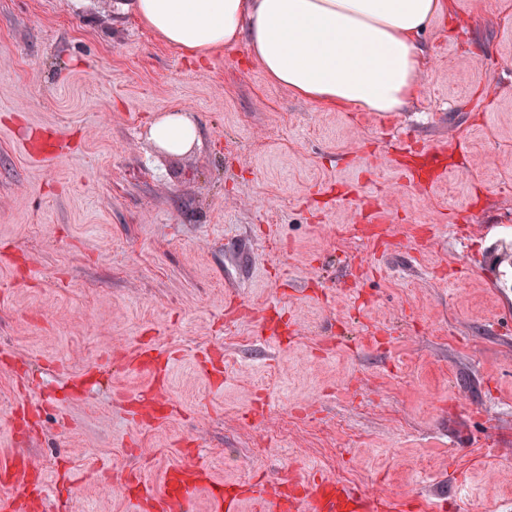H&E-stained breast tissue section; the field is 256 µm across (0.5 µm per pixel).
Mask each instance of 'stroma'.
Returning <instances> with one entry per match:
<instances>
[{
    "mask_svg": "<svg viewBox=\"0 0 512 512\" xmlns=\"http://www.w3.org/2000/svg\"><path fill=\"white\" fill-rule=\"evenodd\" d=\"M402 112L296 98L246 43L191 58L131 0H0V448L38 512L319 474L396 512H512V9L432 21ZM197 127L170 153L151 131ZM446 175L408 182L422 147ZM492 230L480 236L473 225ZM155 349L168 409L125 402ZM155 140L169 152H181L196 139V126L191 119L181 113L167 114L153 126ZM177 473L179 478L176 479L175 493L170 492L167 485L161 494L148 489L145 500L155 512H181L183 505L197 494L202 481L201 472L192 467H182Z\"/></svg>",
    "mask_w": 512,
    "mask_h": 512,
    "instance_id": "1",
    "label": "stroma"
}]
</instances>
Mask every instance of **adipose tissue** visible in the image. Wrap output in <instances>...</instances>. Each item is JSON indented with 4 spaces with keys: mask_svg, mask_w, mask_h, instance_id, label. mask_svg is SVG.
Masks as SVG:
<instances>
[{
    "mask_svg": "<svg viewBox=\"0 0 512 512\" xmlns=\"http://www.w3.org/2000/svg\"><path fill=\"white\" fill-rule=\"evenodd\" d=\"M144 26L193 58L246 41L273 81L328 107L401 111L425 66L421 33L454 17L455 0H133ZM155 140L180 152L196 139L181 113L161 117Z\"/></svg>",
    "mask_w": 512,
    "mask_h": 512,
    "instance_id": "obj_1",
    "label": "adipose tissue"
}]
</instances>
